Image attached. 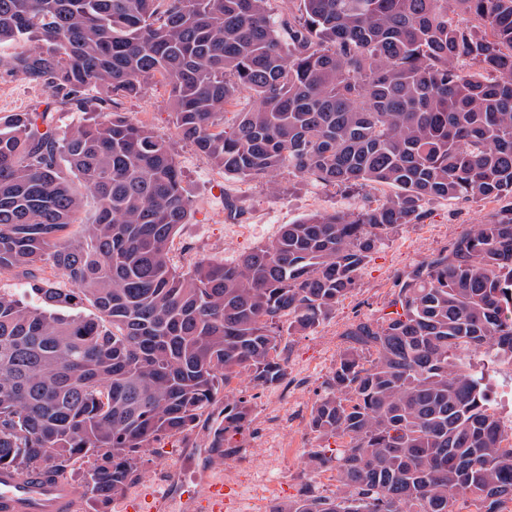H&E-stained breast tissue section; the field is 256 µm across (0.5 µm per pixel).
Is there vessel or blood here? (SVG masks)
Listing matches in <instances>:
<instances>
[{"instance_id": "vessel-or-blood-1", "label": "vessel or blood", "mask_w": 512, "mask_h": 512, "mask_svg": "<svg viewBox=\"0 0 512 512\" xmlns=\"http://www.w3.org/2000/svg\"><path fill=\"white\" fill-rule=\"evenodd\" d=\"M80 496L78 488L62 481L0 468V512H76Z\"/></svg>"}]
</instances>
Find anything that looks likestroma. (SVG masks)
<instances>
[{"label":"stroma","mask_w":512,"mask_h":512,"mask_svg":"<svg viewBox=\"0 0 512 512\" xmlns=\"http://www.w3.org/2000/svg\"><path fill=\"white\" fill-rule=\"evenodd\" d=\"M169 102V86L152 79L140 96L119 98L117 109L168 141L183 172L191 215L170 251L171 263L179 271H188L200 259L236 261L253 248L272 242L282 225L316 212L354 213L392 193L390 187L381 185L344 192L285 169L258 180L224 174L178 136ZM47 108L52 111L54 125L62 131L84 118L82 112L61 103L44 86L20 74L0 72V117ZM502 207V201L479 196L434 200L426 204L419 223L383 232L354 288L335 311L314 329L282 340L280 357L291 375L303 377L307 404L288 409L280 433L262 439L255 434L267 403L280 392V385L260 386L251 382L248 374H241L225 390L228 396L246 397L251 410L250 429L233 440L237 452L213 461L208 433L202 426L189 434L163 439L142 457L137 480L112 500L109 512H129L132 504L137 505V512H210L204 498L182 500L172 487L182 484L194 488L200 481L223 478L228 469L235 478L232 493L244 498L261 497L270 483L275 486V502L282 504L297 498L307 483L315 494L333 495L335 481H309L308 453L322 444L309 428V406L326 392L338 355L346 346L345 331L361 320H380L393 298L398 274L449 251L473 225L490 220ZM281 448L287 451L282 459L276 456Z\"/></svg>","instance_id":"stroma-1"}]
</instances>
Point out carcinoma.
Returning a JSON list of instances; mask_svg holds the SVG:
<instances>
[{"instance_id": "carcinoma-1", "label": "carcinoma", "mask_w": 512, "mask_h": 512, "mask_svg": "<svg viewBox=\"0 0 512 512\" xmlns=\"http://www.w3.org/2000/svg\"><path fill=\"white\" fill-rule=\"evenodd\" d=\"M0 0V67L96 115L60 133L50 108L0 117V272L48 268L39 303L0 294V466L62 479L93 459L106 507L162 439L207 424L226 457L249 424L220 384L281 382L283 331L354 288L381 233L432 200L512 196V0ZM476 20L481 31L448 22ZM288 30V42L277 29ZM172 89L181 139L256 179L286 168L339 189L388 185L357 213L311 214L232 264L169 253L189 200L170 144L110 94ZM104 88L94 100L88 92ZM253 107L224 131V108ZM86 190L80 193L72 178ZM94 216L82 235L87 199ZM393 310L345 332L309 428L336 494L271 512H501L512 445L471 358L512 364V208L397 276ZM88 304L93 318L65 315Z\"/></svg>"}]
</instances>
